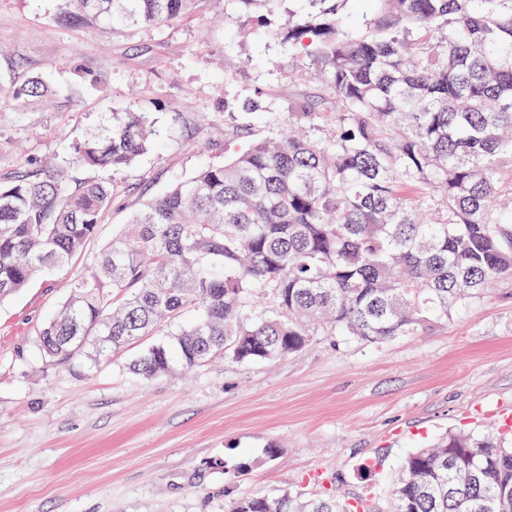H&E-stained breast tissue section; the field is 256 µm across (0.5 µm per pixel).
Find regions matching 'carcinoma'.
Listing matches in <instances>:
<instances>
[{
    "label": "carcinoma",
    "mask_w": 512,
    "mask_h": 512,
    "mask_svg": "<svg viewBox=\"0 0 512 512\" xmlns=\"http://www.w3.org/2000/svg\"><path fill=\"white\" fill-rule=\"evenodd\" d=\"M68 26L114 29L188 20L205 0H56ZM274 15L281 0H234ZM268 35L325 82L286 112L297 126L221 165L202 163L135 212L40 337L59 362L104 359L158 336L132 363L145 379L193 369L218 352L281 360L314 332L381 343L424 333L512 279V0H294ZM73 94L40 76L0 87L23 110ZM158 145L145 112L112 113L73 145L75 163L119 170ZM112 204L103 182L65 163L0 177V299L65 267ZM268 314L244 313L254 295ZM390 512H512V438L450 433L409 451L388 487ZM228 512H383L365 496L251 494Z\"/></svg>",
    "instance_id": "1"
}]
</instances>
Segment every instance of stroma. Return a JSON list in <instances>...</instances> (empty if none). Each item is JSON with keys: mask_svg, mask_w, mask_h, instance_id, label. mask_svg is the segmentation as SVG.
<instances>
[{"mask_svg": "<svg viewBox=\"0 0 512 512\" xmlns=\"http://www.w3.org/2000/svg\"><path fill=\"white\" fill-rule=\"evenodd\" d=\"M53 13L54 0H0V85L47 71L77 94L72 105L0 108V176L69 158L128 109L151 113L160 145L118 171L73 166L112 191L96 238L71 266L0 300V512H224L248 494L327 489L382 498L411 448L446 432H499L498 412L512 410V280L423 335L317 336L281 361L220 354L146 380L130 372V349L97 366L46 356L41 330L75 271L200 160L220 164L241 148L224 140L232 113L252 101L287 111L301 87L287 49L227 0L116 35Z\"/></svg>", "mask_w": 512, "mask_h": 512, "instance_id": "stroma-1", "label": "stroma"}]
</instances>
